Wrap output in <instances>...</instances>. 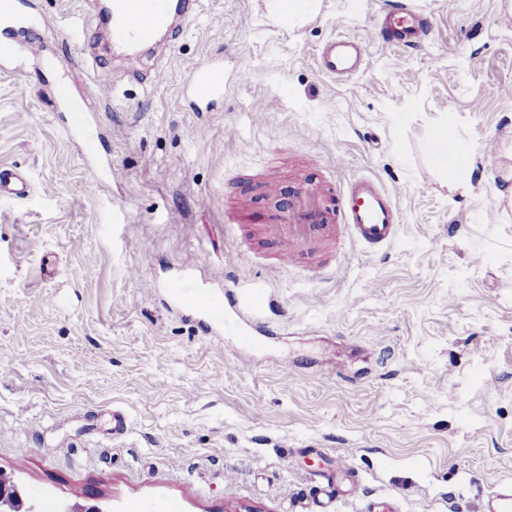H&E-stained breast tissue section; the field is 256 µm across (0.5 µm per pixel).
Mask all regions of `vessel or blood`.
Returning <instances> with one entry per match:
<instances>
[{
	"mask_svg": "<svg viewBox=\"0 0 512 512\" xmlns=\"http://www.w3.org/2000/svg\"><path fill=\"white\" fill-rule=\"evenodd\" d=\"M170 0H109L107 26L115 47L131 50L150 42L167 28ZM44 18L36 14L29 0H0V71L18 67L17 37H24L30 59L44 60L40 31ZM429 33L423 18L407 5L385 14L375 26L377 37L386 42H401L412 49L421 48ZM367 60L364 43L339 34L324 44L317 58L319 71L326 77L348 80L363 71ZM88 76L83 96L100 97L102 89L115 87L111 72L104 69L93 47L85 49ZM188 91L197 100L208 102L224 94V71L205 63L196 68L187 82ZM29 182L8 168L0 169V194L18 197L28 194ZM400 212L392 193L377 180L358 176L337 185L328 181L305 184L292 194L288 207L275 223L265 225L263 234L277 249L280 264L294 262L305 250L332 243L351 241L369 253H377L395 237ZM235 259L224 263V289L215 292L196 284L191 278L172 280L167 285L170 298L195 315L206 332L223 333L232 328L241 343L251 344L255 336L273 335L275 323L262 316L274 309L277 301L262 287L240 289L236 282ZM484 512H512V480L500 483L488 498Z\"/></svg>",
	"mask_w": 512,
	"mask_h": 512,
	"instance_id": "obj_1",
	"label": "vessel or blood"
}]
</instances>
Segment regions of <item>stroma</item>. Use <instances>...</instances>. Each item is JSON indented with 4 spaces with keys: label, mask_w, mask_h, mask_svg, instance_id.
<instances>
[{
    "label": "stroma",
    "mask_w": 512,
    "mask_h": 512,
    "mask_svg": "<svg viewBox=\"0 0 512 512\" xmlns=\"http://www.w3.org/2000/svg\"><path fill=\"white\" fill-rule=\"evenodd\" d=\"M431 21L418 50L373 40L399 4ZM512 0H318L303 27L266 0H201L164 56L114 57L113 72L162 62L158 85L82 95L80 46L42 31L57 68L0 73V167L31 191L0 197V471L40 512L77 497L112 512H303L337 460L359 482L331 512H482L512 480ZM339 34L367 46L365 70L338 82L317 67ZM224 96L204 107L182 86L207 60ZM246 81H238L240 71ZM67 85L102 133L106 185L57 110ZM470 171L451 190L436 159ZM496 144L499 174L482 149ZM319 155L322 168L308 167ZM284 177L265 191L259 174ZM370 175L400 209L375 255L325 245L273 267L260 228L306 179ZM500 216L490 221V206ZM262 285L279 308L257 345L214 335L168 298L186 272ZM335 275L312 267L327 256ZM155 282V291L142 281ZM121 410L127 430L112 433Z\"/></svg>",
    "instance_id": "stroma-1"
}]
</instances>
